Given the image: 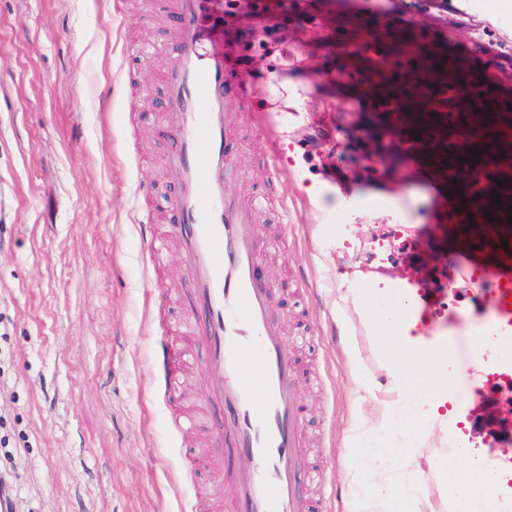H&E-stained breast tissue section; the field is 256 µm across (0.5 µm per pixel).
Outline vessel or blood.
<instances>
[{"instance_id": "vessel-or-blood-1", "label": "vessel or blood", "mask_w": 512, "mask_h": 512, "mask_svg": "<svg viewBox=\"0 0 512 512\" xmlns=\"http://www.w3.org/2000/svg\"><path fill=\"white\" fill-rule=\"evenodd\" d=\"M181 20L174 34L177 59L167 74V120L175 137L169 162L181 182L174 220L188 253L187 289L201 310L172 326L161 340L169 365L163 372L166 406L184 401L182 375L196 349L205 352L211 379L209 406L226 409L236 449L250 458L241 474L225 473L216 488L228 512H304L297 477L304 469L301 435L305 409L297 400L294 358L269 317L272 293L253 276L259 246L256 228L240 200L224 191L231 164L224 151V102L234 97L246 111L258 109L260 92L234 50L218 36L224 12L244 11L245 0H165ZM336 28L349 31L356 14L391 18L385 0H359ZM496 82H459L424 64L392 92L421 98L413 124L396 140L412 142V164L431 183L449 185L455 214L457 265L482 269L478 286L452 291V305L476 314L492 294L496 329L512 333V114L488 102ZM259 390H252V381Z\"/></svg>"}]
</instances>
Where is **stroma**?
<instances>
[{
  "instance_id": "35a3bbf8",
  "label": "stroma",
  "mask_w": 512,
  "mask_h": 512,
  "mask_svg": "<svg viewBox=\"0 0 512 512\" xmlns=\"http://www.w3.org/2000/svg\"><path fill=\"white\" fill-rule=\"evenodd\" d=\"M437 19L438 29H415L416 45L455 61L468 83L496 79L497 60L477 50L470 28L444 12ZM177 26L156 0H0V471L12 475L16 512H183L207 494L169 427L155 347L163 320L184 316L187 280L171 220L178 184L161 79ZM388 29L371 25L367 46L337 58L353 64L362 89L397 43ZM313 64L287 78L244 62L259 74L268 109L256 118L279 145V170L269 175L244 137L224 189L248 198L254 183L268 184L257 207L258 275L298 356L305 463L329 474L304 480L303 493L312 512H347L346 438L356 412L374 408L355 400L350 341L366 380L382 393L391 383L357 306L382 284L416 297L419 270L445 289L456 261L448 232L424 221L446 201L422 174L360 179L330 157L347 88L322 77L326 60ZM360 197L393 201L407 223L378 207L355 224L327 223L328 204ZM147 222L168 239L149 292ZM343 288L360 289L358 304L340 300ZM492 315L449 325L420 311L416 332L455 349L456 415L475 407L493 419L499 436L483 448L498 459L512 457V430L497 421L504 395L493 384L477 389L471 353L456 350Z\"/></svg>"
}]
</instances>
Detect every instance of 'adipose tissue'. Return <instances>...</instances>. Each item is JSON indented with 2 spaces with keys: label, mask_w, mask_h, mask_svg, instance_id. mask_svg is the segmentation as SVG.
<instances>
[{
  "label": "adipose tissue",
  "mask_w": 512,
  "mask_h": 512,
  "mask_svg": "<svg viewBox=\"0 0 512 512\" xmlns=\"http://www.w3.org/2000/svg\"><path fill=\"white\" fill-rule=\"evenodd\" d=\"M409 313L405 302L392 320L370 323L392 384L372 423L358 426L349 437L355 452L345 465L352 487L348 512H423L427 498L419 474L425 464L439 481L456 489L448 499V512H457L460 502L485 500L494 493L483 458L468 435L456 433V448L435 459H424L421 448L414 445L415 401L424 404L425 435H434L448 424L449 373L447 349L426 348L424 337L412 335Z\"/></svg>",
  "instance_id": "obj_1"
}]
</instances>
